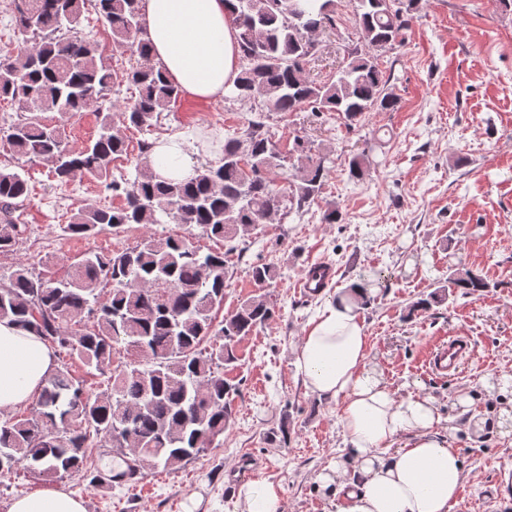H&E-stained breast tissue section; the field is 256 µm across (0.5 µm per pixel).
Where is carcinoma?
Wrapping results in <instances>:
<instances>
[{"label": "carcinoma", "instance_id": "obj_1", "mask_svg": "<svg viewBox=\"0 0 512 512\" xmlns=\"http://www.w3.org/2000/svg\"><path fill=\"white\" fill-rule=\"evenodd\" d=\"M89 0H13V21L22 47L0 54V99L17 106L3 119L0 135L19 159L48 161L53 178L67 185L75 178L102 184L124 196L119 208L91 205L61 226L65 233L90 237L127 224H189L209 239L233 240L267 223L283 209L302 212L325 186L331 151L312 152L294 139L298 176L279 186L286 155L264 118L269 112H334L352 127L375 109L392 110L398 100L378 53L400 41L412 20L414 0H353L357 40L345 45L336 78L317 82L305 69L315 54L311 35L336 27L334 0H231L230 21L237 30L241 73L228 96L248 102L262 98L258 118L240 136H227L218 162L198 170L190 182L157 181L151 168L152 144L140 146L135 174L112 176V160L125 153L126 139L114 122L109 95L125 84L134 95L121 104L122 125L155 126L182 95L148 52L141 23V0H96L112 41L135 56L121 76L110 56L80 28ZM98 107L99 130L73 149L65 142V122ZM41 112H56L50 126ZM22 168H0V253L9 252L24 230L14 213L29 198ZM254 283L270 286L272 264L251 268ZM224 254L204 252L190 238L150 235L118 254L89 252L52 288L45 276L20 264L0 280V319L40 336L83 366L103 372L119 345L148 359L113 372L106 387L86 390L67 366L41 388L34 412L0 423V475L24 465L39 474L84 476L94 485L123 480L87 471L93 439L112 443L118 455L139 464L175 470L214 447L227 428V398L236 386L224 367L236 362L235 346L273 317L266 296L242 301L215 326L224 305ZM464 295L489 288L469 270L452 274Z\"/></svg>", "mask_w": 512, "mask_h": 512}]
</instances>
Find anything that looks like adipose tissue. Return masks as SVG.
<instances>
[{
  "label": "adipose tissue",
  "instance_id": "1",
  "mask_svg": "<svg viewBox=\"0 0 512 512\" xmlns=\"http://www.w3.org/2000/svg\"><path fill=\"white\" fill-rule=\"evenodd\" d=\"M142 25L153 58L183 92L220 101L237 78V32L225 0H141ZM199 140L170 135L151 149L163 179L195 177ZM355 283L326 302L294 350V370L306 388L339 401L346 461L323 474L336 512H451L464 477L457 448L441 431L431 398H396L367 365ZM54 349L12 321L0 320V413L27 405L56 371ZM243 512H285L279 486L264 477L239 490ZM8 512H86L81 499L53 488L15 497Z\"/></svg>",
  "mask_w": 512,
  "mask_h": 512
}]
</instances>
